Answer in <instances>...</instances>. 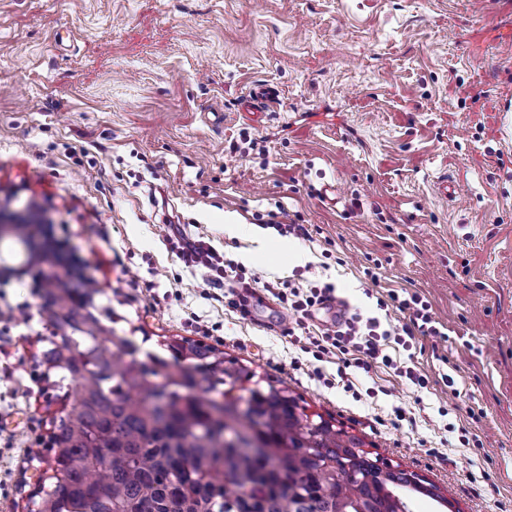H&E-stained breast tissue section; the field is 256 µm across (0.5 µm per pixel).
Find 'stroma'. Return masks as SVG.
Returning a JSON list of instances; mask_svg holds the SVG:
<instances>
[{"instance_id": "1", "label": "stroma", "mask_w": 512, "mask_h": 512, "mask_svg": "<svg viewBox=\"0 0 512 512\" xmlns=\"http://www.w3.org/2000/svg\"><path fill=\"white\" fill-rule=\"evenodd\" d=\"M257 83L277 101L242 111ZM279 209L310 240L270 228ZM0 212L50 236L35 260L0 236V512H27L47 468L29 421L48 434L61 408L53 276L93 280L106 333L145 349L198 318L225 358L435 483L411 512H512V0H0ZM177 231L260 281L334 284L385 329L408 315L378 299L420 294L440 335L389 352L429 387L383 366L348 368L362 399L324 386L313 371L336 377L337 356L303 350L323 311L289 334L204 297Z\"/></svg>"}]
</instances>
